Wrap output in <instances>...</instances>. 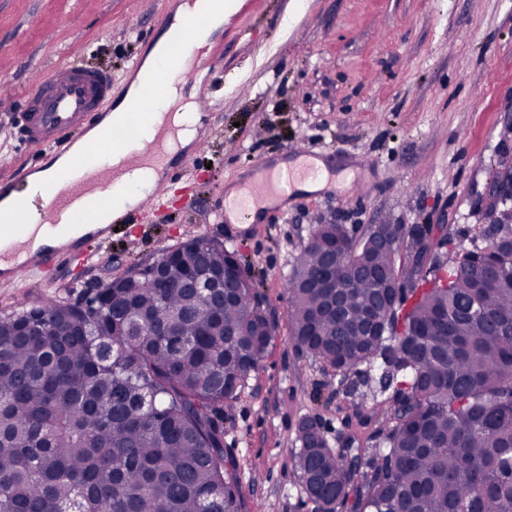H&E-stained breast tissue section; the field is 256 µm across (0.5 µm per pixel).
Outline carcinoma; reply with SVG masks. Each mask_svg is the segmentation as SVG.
I'll return each instance as SVG.
<instances>
[{"instance_id":"1","label":"carcinoma","mask_w":512,"mask_h":512,"mask_svg":"<svg viewBox=\"0 0 512 512\" xmlns=\"http://www.w3.org/2000/svg\"><path fill=\"white\" fill-rule=\"evenodd\" d=\"M486 244L443 259L428 224H319L285 288L295 346L382 438L334 448L303 419L292 450L313 512H512V210ZM336 241L341 314L313 285ZM84 300L0 317V512H241L224 405L261 366L276 326L246 262L194 237ZM238 270L196 292L181 272ZM380 370L379 409L352 378Z\"/></svg>"}]
</instances>
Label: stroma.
Masks as SVG:
<instances>
[{"instance_id": "obj_1", "label": "stroma", "mask_w": 512, "mask_h": 512, "mask_svg": "<svg viewBox=\"0 0 512 512\" xmlns=\"http://www.w3.org/2000/svg\"><path fill=\"white\" fill-rule=\"evenodd\" d=\"M172 14L158 0H0V98L11 102L0 110V179L38 156L14 128L37 78L79 61L111 71L121 99ZM210 49L186 93L230 82L215 116L200 118L207 151L182 153L185 179L161 180L155 208L92 244V262L73 259L24 288L0 284V316L75 299L196 236L237 251L277 329L224 413V453L239 466L242 512H311L291 462L300 418L333 444L351 434L371 445L376 427L291 341L286 276L319 224H428L443 257L482 235L474 205L492 165L512 157V0H240ZM294 147L325 152L327 187L293 194L258 223H224L226 189Z\"/></svg>"}]
</instances>
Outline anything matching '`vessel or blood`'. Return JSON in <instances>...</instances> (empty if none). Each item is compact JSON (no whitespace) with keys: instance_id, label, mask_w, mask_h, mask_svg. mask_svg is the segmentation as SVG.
<instances>
[{"instance_id":"vessel-or-blood-1","label":"vessel or blood","mask_w":512,"mask_h":512,"mask_svg":"<svg viewBox=\"0 0 512 512\" xmlns=\"http://www.w3.org/2000/svg\"><path fill=\"white\" fill-rule=\"evenodd\" d=\"M195 53L191 41H183L161 63L159 72L146 80L135 109L118 124L103 127L102 108L112 99V75L103 69L88 68L77 63L65 64L38 78L34 89L18 114L16 134L25 144L58 154L68 150L69 135L74 131L89 132L101 128L95 151L82 154L73 164L60 170L54 186L44 188L34 203L20 202L16 221L0 225V280L13 284L21 276L37 271H60L75 255L86 253L90 242L110 236L111 225L88 229L68 243L31 248L20 235L25 227L29 206H36L42 221L51 227L81 220L85 211L99 207L115 208L116 186L125 166L152 167L167 165L165 133H158L147 152L126 153L131 130L145 125L159 101L166 95L163 73L175 70L182 83L193 82L196 73L189 59ZM123 154L121 165L106 166L103 153ZM307 162L300 168L280 174L272 164L253 169L242 186L234 207L240 218H249L251 211L269 200L287 197L297 180L312 177L316 167L311 164L312 150H304Z\"/></svg>"}]
</instances>
